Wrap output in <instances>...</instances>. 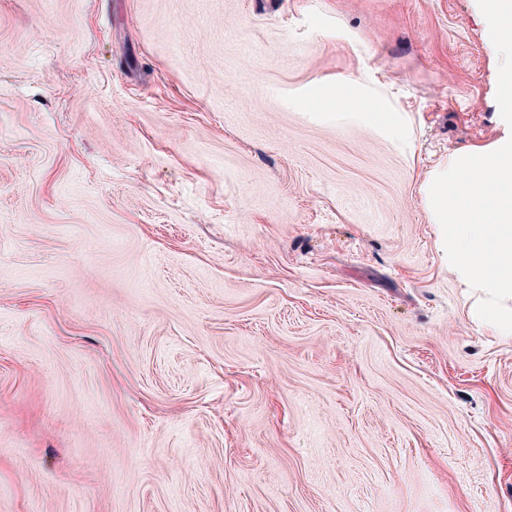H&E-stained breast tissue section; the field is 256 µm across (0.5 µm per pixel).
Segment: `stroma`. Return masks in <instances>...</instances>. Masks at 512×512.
<instances>
[{"instance_id": "obj_1", "label": "stroma", "mask_w": 512, "mask_h": 512, "mask_svg": "<svg viewBox=\"0 0 512 512\" xmlns=\"http://www.w3.org/2000/svg\"><path fill=\"white\" fill-rule=\"evenodd\" d=\"M499 63L477 0H0V512H512L418 189ZM368 123L383 126L394 134L404 126V116L400 112H360Z\"/></svg>"}]
</instances>
